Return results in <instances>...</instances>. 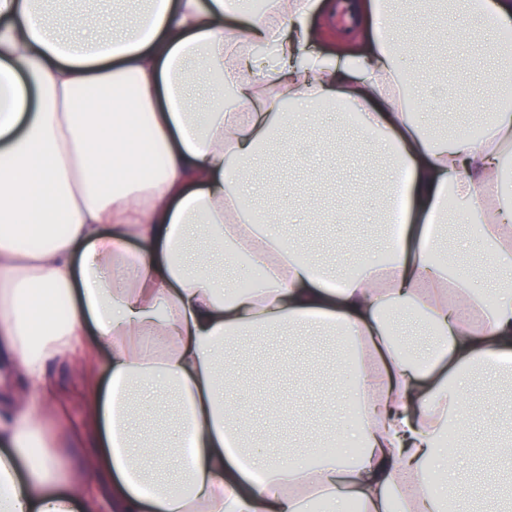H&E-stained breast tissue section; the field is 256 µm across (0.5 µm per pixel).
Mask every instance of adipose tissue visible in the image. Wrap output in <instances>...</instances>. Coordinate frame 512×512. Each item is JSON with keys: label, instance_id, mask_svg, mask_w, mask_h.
<instances>
[{"label": "adipose tissue", "instance_id": "ef3b65f1", "mask_svg": "<svg viewBox=\"0 0 512 512\" xmlns=\"http://www.w3.org/2000/svg\"><path fill=\"white\" fill-rule=\"evenodd\" d=\"M143 3L131 20L71 13L62 32L39 0H0V512H512V438L486 464L465 439L472 372L512 376V80L475 139L418 109L422 79L403 61L421 41L396 23L401 0ZM325 9L344 22L339 61L308 50ZM413 9L463 66L512 67V0ZM457 14L464 26H438ZM336 106L362 117L355 147L390 162L371 218L390 222L403 200L392 262L359 250L354 274L297 251L246 197L268 143L299 112ZM447 223L471 225L496 288L473 284L470 245L444 243ZM242 264L260 284L231 290L224 269ZM404 312L437 345L405 352L392 321ZM286 329L351 339L354 464L309 421L316 465L295 462L289 434L274 454L255 443L227 343ZM97 349L105 381L85 427L53 430V364L82 371ZM150 392L175 411L151 441ZM87 433L97 448L70 471Z\"/></svg>", "mask_w": 512, "mask_h": 512}]
</instances>
